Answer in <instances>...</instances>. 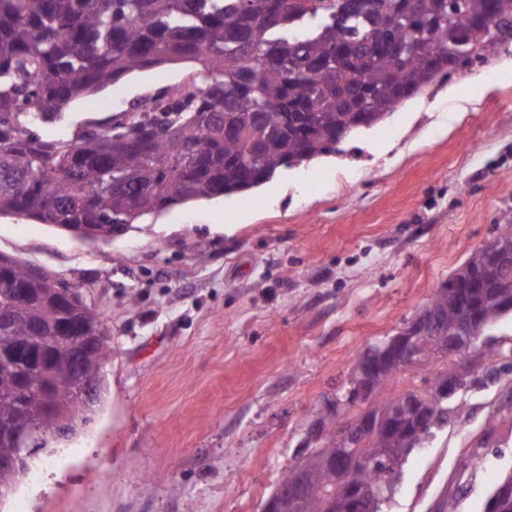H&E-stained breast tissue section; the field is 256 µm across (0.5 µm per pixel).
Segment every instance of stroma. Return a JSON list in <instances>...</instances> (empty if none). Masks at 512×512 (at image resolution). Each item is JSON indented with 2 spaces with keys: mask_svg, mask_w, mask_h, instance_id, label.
Segmentation results:
<instances>
[{
  "mask_svg": "<svg viewBox=\"0 0 512 512\" xmlns=\"http://www.w3.org/2000/svg\"><path fill=\"white\" fill-rule=\"evenodd\" d=\"M189 62L75 101L58 129L179 83ZM512 224V43L339 153L256 191L176 205L108 243L0 217V253L80 286L106 317L101 408L0 512H263L370 345L396 335ZM403 466L383 512H485L512 469V358ZM486 439L476 466L462 453Z\"/></svg>",
  "mask_w": 512,
  "mask_h": 512,
  "instance_id": "1",
  "label": "stroma"
}]
</instances>
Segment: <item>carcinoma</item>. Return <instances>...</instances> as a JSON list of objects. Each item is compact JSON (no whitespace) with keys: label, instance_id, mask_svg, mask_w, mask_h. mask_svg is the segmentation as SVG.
Masks as SVG:
<instances>
[{"label":"carcinoma","instance_id":"1","mask_svg":"<svg viewBox=\"0 0 512 512\" xmlns=\"http://www.w3.org/2000/svg\"><path fill=\"white\" fill-rule=\"evenodd\" d=\"M377 12L346 0H0V217L21 216L108 242L142 217L193 201L239 194L278 169L333 154L348 134L383 121L439 75L455 52L481 59L512 33V0H379ZM181 60L199 64L180 87L142 98L134 111L89 122L72 135L40 138L82 97L129 74ZM512 225L471 253L460 272L418 314L439 335L419 334L413 365L424 387L374 400L351 416L361 446L347 447L337 425L345 391L376 394L407 369L395 349L362 352L320 435L303 441L279 483L303 478L299 501L279 512H381L409 454L448 423V401L494 378L503 356L487 332L512 313ZM35 265L0 253V423L30 421L49 438L57 415L87 418L75 395V367L104 393L109 358L104 316L72 301ZM24 292L27 305L13 311ZM456 341L458 371L438 336ZM45 355L30 362L12 351ZM370 459L367 468L356 462ZM487 508L512 512V472Z\"/></svg>","mask_w":512,"mask_h":512}]
</instances>
